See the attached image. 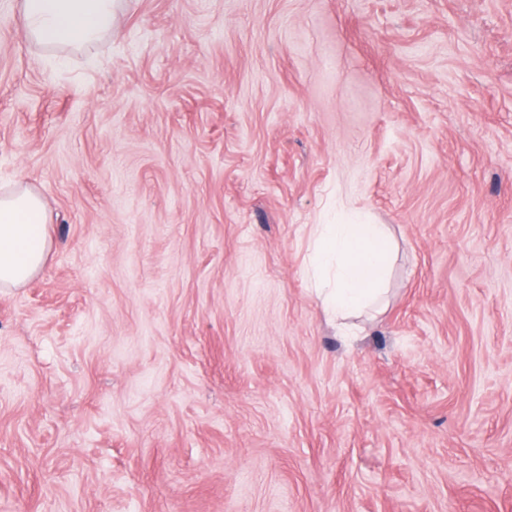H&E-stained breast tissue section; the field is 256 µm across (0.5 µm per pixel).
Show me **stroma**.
<instances>
[{
	"mask_svg": "<svg viewBox=\"0 0 512 512\" xmlns=\"http://www.w3.org/2000/svg\"><path fill=\"white\" fill-rule=\"evenodd\" d=\"M0 512H512V0H0ZM390 228L339 336L314 227ZM117 0H22L25 36L48 47L79 49L112 31ZM38 193L18 187L0 195V288L24 286L43 268L50 241Z\"/></svg>",
	"mask_w": 512,
	"mask_h": 512,
	"instance_id": "35a3bbf8",
	"label": "stroma"
}]
</instances>
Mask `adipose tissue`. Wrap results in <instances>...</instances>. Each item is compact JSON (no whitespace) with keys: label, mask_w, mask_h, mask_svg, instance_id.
Segmentation results:
<instances>
[{"label":"adipose tissue","mask_w":512,"mask_h":512,"mask_svg":"<svg viewBox=\"0 0 512 512\" xmlns=\"http://www.w3.org/2000/svg\"><path fill=\"white\" fill-rule=\"evenodd\" d=\"M26 37L48 47L81 48L112 30L116 0H21ZM38 193L18 187L0 194V288L24 286L43 268L50 241ZM313 286L343 332L351 317L374 307L386 291L392 258L386 225L352 218L318 231Z\"/></svg>","instance_id":"ef3b65f1"}]
</instances>
